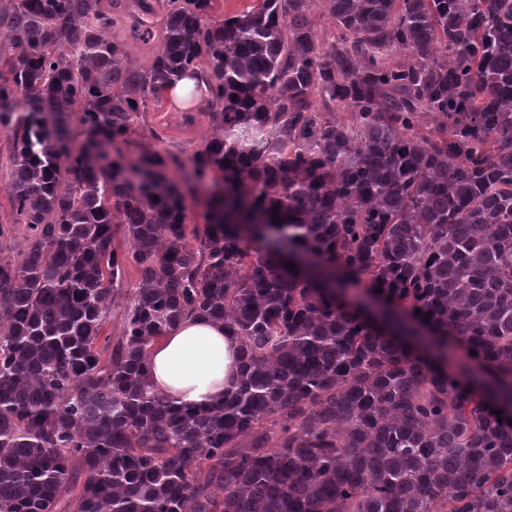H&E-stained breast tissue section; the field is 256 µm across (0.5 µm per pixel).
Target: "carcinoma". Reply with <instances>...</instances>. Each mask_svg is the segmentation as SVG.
Segmentation results:
<instances>
[{"instance_id":"obj_1","label":"carcinoma","mask_w":512,"mask_h":512,"mask_svg":"<svg viewBox=\"0 0 512 512\" xmlns=\"http://www.w3.org/2000/svg\"><path fill=\"white\" fill-rule=\"evenodd\" d=\"M211 5L0 0V512H512V0ZM199 72L202 227L107 152ZM192 316L241 345L208 407L148 381ZM10 145L11 139L9 130L0 126V162H4L2 168L0 165V222L1 219H3V222H10L9 218L11 216V202L10 196L7 190L5 189L6 179L4 171L5 158L8 155Z\"/></svg>"}]
</instances>
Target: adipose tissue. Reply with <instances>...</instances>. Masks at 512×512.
<instances>
[{"instance_id":"adipose-tissue-1","label":"adipose tissue","mask_w":512,"mask_h":512,"mask_svg":"<svg viewBox=\"0 0 512 512\" xmlns=\"http://www.w3.org/2000/svg\"><path fill=\"white\" fill-rule=\"evenodd\" d=\"M241 346L222 323L184 320L150 352V380L170 400L207 406L222 400L238 379Z\"/></svg>"}]
</instances>
